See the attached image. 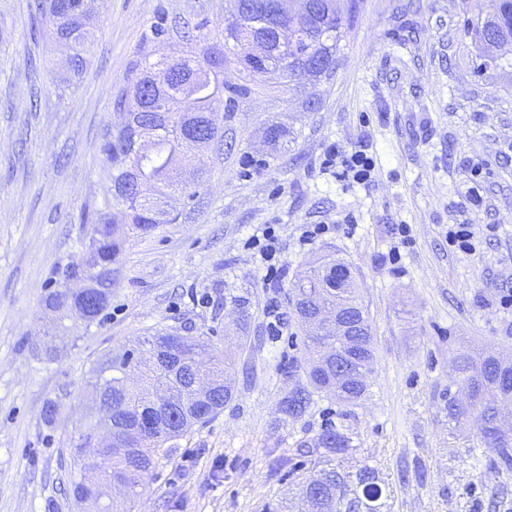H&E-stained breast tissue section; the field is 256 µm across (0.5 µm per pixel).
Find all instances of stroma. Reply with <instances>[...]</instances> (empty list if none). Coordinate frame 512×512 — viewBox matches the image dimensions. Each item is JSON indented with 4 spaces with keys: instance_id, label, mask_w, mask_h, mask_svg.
Listing matches in <instances>:
<instances>
[{
    "instance_id": "obj_1",
    "label": "stroma",
    "mask_w": 512,
    "mask_h": 512,
    "mask_svg": "<svg viewBox=\"0 0 512 512\" xmlns=\"http://www.w3.org/2000/svg\"><path fill=\"white\" fill-rule=\"evenodd\" d=\"M27 3L0 0V512H85L71 448L88 420L90 369L157 332L236 352L235 398L166 442L134 512H269L303 476L299 443L328 428L353 444L346 468L370 465L389 484L391 512H512V464L474 447L476 417L455 423L447 410L460 353L512 356L501 302L512 291V69L478 73L462 30L486 0H359L335 77L241 100L223 143L183 167L190 192L171 200V223L128 238L107 316L64 332L45 298L68 286L90 236L81 218L103 203L100 142L123 121L116 94L143 60L223 48L229 2L106 0L79 73ZM273 124L289 128L290 146L265 142ZM362 145L372 181L325 165L330 150ZM247 155L262 167L244 169ZM461 221L474 253L448 245ZM313 224L330 230L302 244ZM269 227L273 275L250 246ZM331 255L350 264L369 314V391L355 406L313 395L293 419L281 400L308 382L287 294L306 263Z\"/></svg>"
}]
</instances>
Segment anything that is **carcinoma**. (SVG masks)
I'll list each match as a JSON object with an SVG mask.
<instances>
[{"label":"carcinoma","mask_w":512,"mask_h":512,"mask_svg":"<svg viewBox=\"0 0 512 512\" xmlns=\"http://www.w3.org/2000/svg\"><path fill=\"white\" fill-rule=\"evenodd\" d=\"M245 13L231 9L224 26V50H204L165 57L148 63L114 100L115 109L128 115L124 125L106 129L100 152L104 157L110 186L103 208L86 218L91 236L79 267L92 278L112 284L113 265L119 262L127 234L148 233L171 221L166 198L171 192H187L176 179L177 168L187 154L197 150V140L224 141V122L232 118L240 100L269 85L291 86L304 79L329 80L341 63L340 43L354 23L358 0H308L298 3L299 22L277 15L276 0H243ZM105 0H29L33 24L45 28L56 43L74 51L73 70H83L90 45L86 21L100 16ZM292 30L294 39L284 46L274 27ZM479 47L477 70H496L512 61L503 50L512 47V0H488L483 17L464 25ZM254 40L261 44L268 65L263 67L248 53L235 52ZM235 66L233 81L214 76ZM224 95V116L212 111V99ZM348 267L341 258L312 266L301 274L288 297L298 321L309 311L332 314L340 308L356 324V335L339 336L323 329L307 337L306 346L314 356L302 365L310 389L283 399L282 413L300 417L312 394L331 392L345 405H354L368 392L373 370L372 328L366 308L357 293V283L338 288L331 271ZM74 299L68 289H56L45 299L46 307L59 319L72 317ZM339 353L348 380L342 391L334 389L336 368L319 365L323 346ZM140 357L130 351L106 353L91 370L92 389L102 393L101 405L92 406L90 423L82 437L89 439L105 422H112V466L100 470L84 464L88 475L72 483V492L97 505L95 487L99 483H119L125 498L112 501V512H131L139 496V478L155 464L163 442L193 425L205 423L219 414L234 398L227 382L235 360L222 352L207 351L198 336L158 333L144 337ZM204 372L213 379L210 395L200 397L190 390L192 374ZM499 366L492 358L474 359L461 355L458 379L467 390V404L448 399V418L459 420L475 414L481 420L476 433L478 447L493 449L506 464L512 463V432L497 424L500 410L512 403V394H497L491 385ZM308 448H323L318 470L299 486L302 498L310 499L308 512H390L388 487L377 470L364 466L353 472L335 462L352 448L344 434L326 429L312 442L300 444V454Z\"/></svg>","instance_id":"obj_1"}]
</instances>
